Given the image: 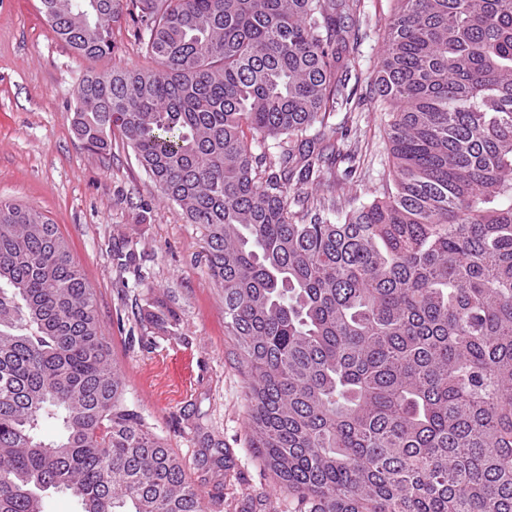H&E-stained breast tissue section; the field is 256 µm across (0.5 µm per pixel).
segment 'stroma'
<instances>
[{"label": "stroma", "instance_id": "1", "mask_svg": "<svg viewBox=\"0 0 512 512\" xmlns=\"http://www.w3.org/2000/svg\"><path fill=\"white\" fill-rule=\"evenodd\" d=\"M392 0H366L351 69L349 109L329 123L349 130L360 165L347 194L373 198L389 172V120L372 84ZM111 56L86 59L57 39L40 0H0V200L37 208L58 225L97 291L101 328L128 398L185 463L186 476L218 512L249 498L288 512V496L249 443L248 401L224 294L211 277L201 229L161 198L120 129L112 149L88 151L70 116L88 74L149 66L143 44L115 30ZM134 250L129 268L114 248ZM162 300L177 320L154 333L141 307Z\"/></svg>", "mask_w": 512, "mask_h": 512}]
</instances>
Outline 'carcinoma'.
Returning <instances> with one entry per match:
<instances>
[{"mask_svg": "<svg viewBox=\"0 0 512 512\" xmlns=\"http://www.w3.org/2000/svg\"><path fill=\"white\" fill-rule=\"evenodd\" d=\"M375 86L380 195L303 191L356 164L315 130L351 103L364 0H41L77 55L122 23L151 67L91 73L71 116L118 127L204 229L250 445L289 512H512V0H393ZM143 315L162 333L159 300ZM53 421L60 436L41 431ZM208 512L127 395L58 225L0 201V512ZM77 510H79L77 503L67 494L52 491L44 494V512H77Z\"/></svg>", "mask_w": 512, "mask_h": 512, "instance_id": "cac0c4a2", "label": "carcinoma"}]
</instances>
